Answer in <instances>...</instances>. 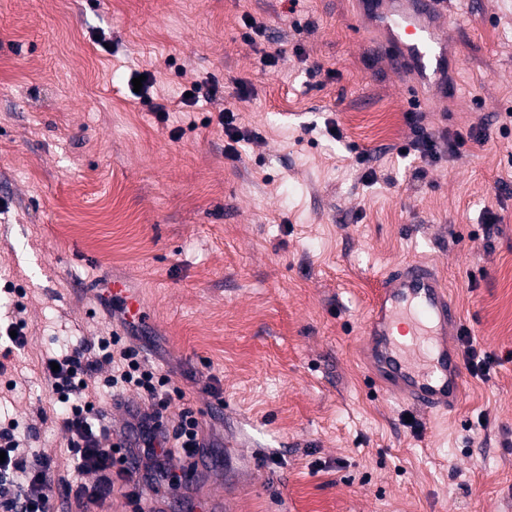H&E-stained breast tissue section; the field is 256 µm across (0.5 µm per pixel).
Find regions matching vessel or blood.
<instances>
[{
  "label": "vessel or blood",
  "instance_id": "b4317fda",
  "mask_svg": "<svg viewBox=\"0 0 512 512\" xmlns=\"http://www.w3.org/2000/svg\"><path fill=\"white\" fill-rule=\"evenodd\" d=\"M375 12L385 54L408 62L418 85L434 82L447 50L438 30L447 0H379ZM108 293L126 320L146 324L139 294L119 281ZM460 322L431 267L416 262L389 272L372 299L366 328L369 364L382 387L426 414L456 409L465 379L448 338Z\"/></svg>",
  "mask_w": 512,
  "mask_h": 512
}]
</instances>
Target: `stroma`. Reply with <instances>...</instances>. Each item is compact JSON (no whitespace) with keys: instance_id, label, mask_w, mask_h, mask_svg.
<instances>
[{"instance_id":"stroma-1","label":"stroma","mask_w":512,"mask_h":512,"mask_svg":"<svg viewBox=\"0 0 512 512\" xmlns=\"http://www.w3.org/2000/svg\"><path fill=\"white\" fill-rule=\"evenodd\" d=\"M247 15L265 38L244 40ZM440 30L448 83L425 89L422 124L489 141L418 178L395 151L413 137L411 76L358 0H0V280L26 292L0 313L28 331L0 372L17 385L0 420L50 456L54 512H79L95 477L40 414L41 362L60 335L122 331L115 280L141 295L139 342L205 425L202 467L173 456L187 478L146 491L153 512H512V0H448ZM135 70L153 76L147 98L128 90ZM193 80L220 91L180 105ZM226 106L236 160L204 122ZM412 261L503 359L467 376L450 416L380 391L366 364L371 294Z\"/></svg>"}]
</instances>
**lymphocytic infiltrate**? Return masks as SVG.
Here are the masks:
<instances>
[{"label":"lymphocytic infiltrate","mask_w":512,"mask_h":512,"mask_svg":"<svg viewBox=\"0 0 512 512\" xmlns=\"http://www.w3.org/2000/svg\"><path fill=\"white\" fill-rule=\"evenodd\" d=\"M406 118L414 137L404 150L424 162L437 161L443 151H456L466 142L458 133L448 145H441L438 137L425 132L418 113H407ZM41 372L56 395L52 417L69 435L77 470L97 476L94 484L80 486L76 492L81 512H103L116 492L132 512H141L144 483L170 488L183 483V475L169 464L173 451L192 458L206 446L195 411L170 410L174 401L183 399V390L150 364L140 346L119 333L99 337L93 345L66 346L53 363L42 364ZM130 388L144 398L141 407L129 412L127 428L136 439L106 445L110 429L96 404L105 395L119 400ZM0 451L6 454L0 463V512H51L53 480L48 460L31 450L17 424L0 428ZM130 459L136 464L132 471L125 467Z\"/></svg>","instance_id":"1"}]
</instances>
